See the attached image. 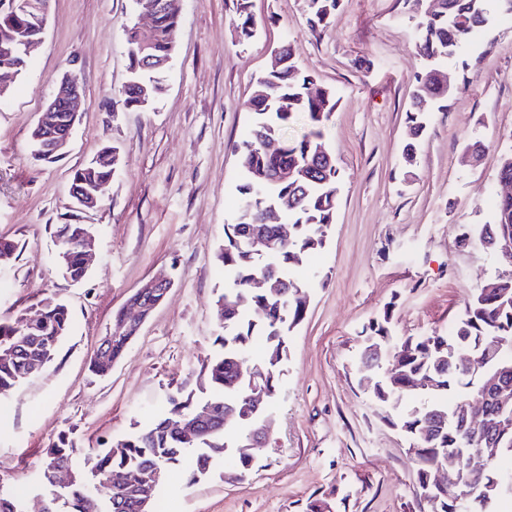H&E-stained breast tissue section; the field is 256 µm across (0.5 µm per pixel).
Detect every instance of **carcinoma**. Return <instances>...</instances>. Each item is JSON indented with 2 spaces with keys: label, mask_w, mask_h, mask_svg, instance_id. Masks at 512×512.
<instances>
[{
  "label": "carcinoma",
  "mask_w": 512,
  "mask_h": 512,
  "mask_svg": "<svg viewBox=\"0 0 512 512\" xmlns=\"http://www.w3.org/2000/svg\"><path fill=\"white\" fill-rule=\"evenodd\" d=\"M341 0H308V23L325 27L339 8ZM512 14V0H434L421 15L417 25L418 47L429 65L414 77L411 109L407 113L414 136L425 128L422 104L428 99L448 101L450 89L443 82V70L459 60L469 37L486 26L493 11ZM180 13L169 8L160 13L149 33L150 48L143 49L136 26L128 30L129 79L123 89L122 104L127 109L140 108L139 84L151 86L150 99L162 92L160 65L174 56ZM234 27L239 41L254 37L256 22L250 0H235ZM32 33L24 18L10 24L0 17V43L18 41ZM284 64L264 73L256 82L246 103L252 121L245 137L235 146L241 158V177L237 185L240 196L238 222L224 225V247L217 260L224 268V289L214 305L215 316L224 328L216 336L219 353L203 373L209 392L201 399L178 390L169 395L167 409L146 428L112 444V448L90 456H79L75 442L63 434L44 449L40 462L42 479L50 480L45 464L53 459L74 473V480L60 490L62 512H89L86 503L97 501L101 512H141L138 496L140 480L182 465L187 457L197 456L203 464L187 471V484H195L206 474L209 462L224 455L226 444L224 409L232 407L247 414L238 420L250 436L260 425V416L247 407L250 364L266 367V386L277 396L276 369L286 355L285 336L306 315V285L293 276L301 257L322 250L327 226L334 223L337 208L338 170L325 141L324 130L335 112L337 100L331 91H311L313 79L302 74L290 45H282ZM461 61V60H459ZM467 67V60L461 61ZM301 119L306 132L299 138L284 136L288 126ZM286 169L288 180L269 179L271 173ZM114 176L108 169L88 162L74 170L70 192L104 189ZM274 206L288 224L290 237L275 241L264 255L253 246L257 233L273 237L272 224H258L263 209ZM93 233L90 224H61L56 237L63 258L57 260L63 275L73 282L85 278L81 241ZM512 234V196H498L494 221L473 228L469 242L481 248L493 235ZM270 272L269 287L254 289L252 282ZM250 294V308L235 305V296ZM39 313L36 325L22 332L21 318L0 321V349L12 354L0 356V396L12 392L54 355L71 327L67 306L55 299H43L29 308ZM123 319L112 317V337L104 350L92 357L91 371L103 376L112 370L129 344L136 338L122 329ZM265 341L262 358L249 357L252 340ZM459 344L467 349L458 353L475 359L469 375L448 369V348ZM383 368L398 376L392 382L373 383L366 389L371 400L393 412L397 424L406 429L416 442L412 454L416 479L424 485L437 464L444 463V450H458L457 464L464 479H469L467 460L482 449L462 423L433 427L427 413H446L462 402L485 396L483 375L486 369L512 366V274L499 277L477 289L465 306L464 316L448 335L407 336L404 348L388 345L382 357ZM426 382L424 391L411 389L410 382ZM182 418L200 421L201 439L191 443L177 428ZM512 494V474H504L491 462L470 497V512H498L496 504L503 493Z\"/></svg>",
  "instance_id": "1"
}]
</instances>
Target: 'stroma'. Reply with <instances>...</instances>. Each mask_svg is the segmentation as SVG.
<instances>
[{"label":"stroma","mask_w":512,"mask_h":512,"mask_svg":"<svg viewBox=\"0 0 512 512\" xmlns=\"http://www.w3.org/2000/svg\"><path fill=\"white\" fill-rule=\"evenodd\" d=\"M429 3L342 0L331 24L314 29L306 0H251L257 30L242 43L233 0H183L163 92L133 110L121 103L132 0H50L44 39L0 102V237L18 244L0 266V321L45 298L71 315L48 367L0 397V490L21 493L26 512H39L50 494L39 466L59 435L80 453L101 450L153 422L172 391L201 396L198 374L218 350L216 252L238 214L233 146L247 127L244 104L285 42L315 89L338 99L325 131L340 175L335 221L322 253L295 272L308 309L286 338L273 428L250 471L229 481L231 450L191 486L172 468L154 503L168 512H306L324 499L333 512H427L408 438L358 385L366 329L387 311L391 335L447 333L476 288L512 271L461 241L491 222L483 190L512 152V16L493 13L474 35L469 69L448 66L453 95L447 107L426 104L409 169L406 113L424 63L416 21ZM69 71L85 104L68 152L34 161L30 132L53 80ZM476 143L479 160L464 163ZM112 146L119 170L100 206L83 211L70 174ZM60 224L94 227L96 257L81 282L59 269ZM158 275L171 276L173 288L111 372L92 374L113 315Z\"/></svg>","instance_id":"1"}]
</instances>
